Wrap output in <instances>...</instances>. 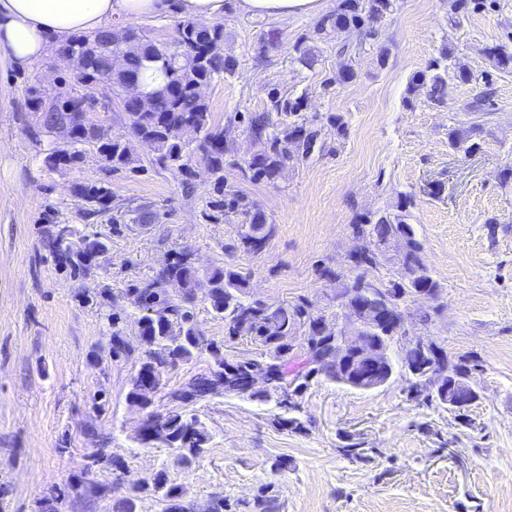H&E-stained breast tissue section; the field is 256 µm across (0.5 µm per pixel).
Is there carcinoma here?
Here are the masks:
<instances>
[{
	"label": "carcinoma",
	"instance_id": "cac0c4a2",
	"mask_svg": "<svg viewBox=\"0 0 512 512\" xmlns=\"http://www.w3.org/2000/svg\"><path fill=\"white\" fill-rule=\"evenodd\" d=\"M393 7L394 0H339L336 10L316 22L314 36L335 29L346 34L338 50L339 55L346 56L357 50L363 38L372 35L374 25L393 11ZM174 30L176 38L172 42H156L131 26H114L73 37L63 49L76 63V85L62 77L54 91L28 88L29 110L37 115L38 121L31 141L42 164L51 170L80 164L87 148L93 147L112 172L136 171L141 159L123 137L104 132L99 121L87 125L78 113L71 111L78 99H94L102 110L118 99L132 135L151 154L150 164L156 169L178 172L189 193L193 191L192 162L203 165L210 173L212 190L205 218L217 222L233 215L242 217L241 224L249 230L242 232L240 246L258 253L273 235L274 224L241 190L226 181L224 169L239 168L242 174H250L252 180L272 182L287 164L307 157L315 131L307 119L300 117V102L290 101L272 90L270 107L247 117L257 151L246 167H241L224 139V127L214 122L203 92L212 83L233 74L236 68L235 60L224 53V23H203L182 17L175 21ZM294 51L295 60L301 66L310 68L316 62L315 49L308 45V38L298 42ZM487 55L497 69L512 67V48L506 44L490 48ZM447 62L448 50L443 49L425 71L412 77L408 94L424 92L436 104H444L446 82L441 70L447 68ZM150 68L163 72L164 84L137 100L120 98L121 92ZM274 112L290 115L294 120L276 122L271 117ZM74 193L83 203L82 214L86 219L105 212L111 197L108 188L96 184H78ZM366 223L378 244L389 243L395 235L407 242L405 252L394 261L395 276L382 283L388 296H403L410 288H420L428 296L438 295L439 287L429 275L423 248L403 216L386 213ZM48 238V247L58 263L74 273L87 270L95 256L105 251L103 242L88 238L73 247H65L55 228L49 230ZM350 261L356 267H364V273L343 285L336 293L338 297L358 296L359 289L370 287L365 282L366 274L380 266L373 251L353 255ZM248 286L246 275L232 267L200 270L194 253L184 249L152 278L126 289L127 303L141 314L144 322L139 345L135 347L123 335L121 315L112 314L113 353L129 355L142 350L138 377L133 379L128 392L130 401L141 400L147 405L152 402L154 393H142L138 378L151 376L153 383L161 386L165 375L177 363L203 352L209 355L210 367L219 369L229 381L219 387L208 371L170 391L172 408L162 423L145 427L138 436L142 445L173 448L180 452L181 459L200 455L209 443V435L192 406L220 393L271 400L283 389L285 376L297 368L293 363V340L303 325L310 336L309 355L314 365L295 379V389L307 386L308 380L318 376L336 381V365L327 359L331 345L324 337L316 338L320 334L319 318L310 311V305L251 302L246 299ZM198 299L209 304L214 315L224 319V343L201 336L192 309ZM243 336L265 347V353L244 367L232 363L224 353V344ZM250 366L266 374L265 390L249 389ZM152 490L171 502L172 508H177L179 493L165 472L155 474Z\"/></svg>",
	"mask_w": 512,
	"mask_h": 512
}]
</instances>
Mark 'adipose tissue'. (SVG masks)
Returning <instances> with one entry per match:
<instances>
[{
	"instance_id": "obj_1",
	"label": "adipose tissue",
	"mask_w": 512,
	"mask_h": 512,
	"mask_svg": "<svg viewBox=\"0 0 512 512\" xmlns=\"http://www.w3.org/2000/svg\"><path fill=\"white\" fill-rule=\"evenodd\" d=\"M226 0H0V48L26 69L73 36L94 32L116 19L142 20L175 14L199 20L222 17ZM254 16L286 20L314 15L322 0H235Z\"/></svg>"
}]
</instances>
